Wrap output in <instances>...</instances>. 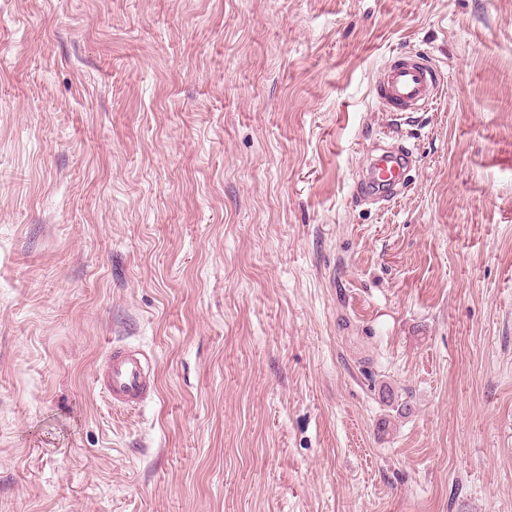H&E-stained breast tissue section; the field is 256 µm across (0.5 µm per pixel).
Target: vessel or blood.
<instances>
[{
	"label": "vessel or blood",
	"mask_w": 512,
	"mask_h": 512,
	"mask_svg": "<svg viewBox=\"0 0 512 512\" xmlns=\"http://www.w3.org/2000/svg\"><path fill=\"white\" fill-rule=\"evenodd\" d=\"M442 81L437 65L406 52L390 58L380 69L373 96L381 111L421 112L433 100ZM412 162L413 151L408 147L369 156L355 184L357 194L373 201L396 196ZM99 383L113 405L130 409L142 404L155 387L147 355L140 349L120 345L107 351Z\"/></svg>",
	"instance_id": "b4317fda"
}]
</instances>
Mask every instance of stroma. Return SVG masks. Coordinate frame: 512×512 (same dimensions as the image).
Here are the masks:
<instances>
[{"label": "stroma", "instance_id": "1", "mask_svg": "<svg viewBox=\"0 0 512 512\" xmlns=\"http://www.w3.org/2000/svg\"><path fill=\"white\" fill-rule=\"evenodd\" d=\"M0 512H512V0H0ZM441 69L416 53L394 56L380 69L373 96L384 112H421L443 82ZM412 162L413 151L406 146L370 155L356 181L357 194L373 201L393 198L404 186ZM98 382L114 406L130 409L142 404L155 387L147 355L120 345L107 351Z\"/></svg>", "mask_w": 512, "mask_h": 512}]
</instances>
